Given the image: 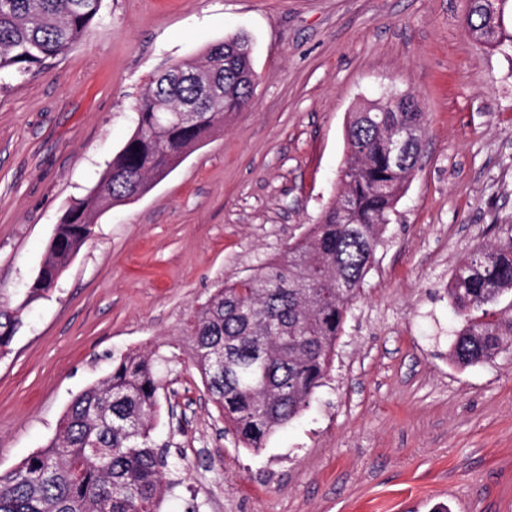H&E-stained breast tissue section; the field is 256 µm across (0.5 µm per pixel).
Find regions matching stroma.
Returning a JSON list of instances; mask_svg holds the SVG:
<instances>
[{"mask_svg": "<svg viewBox=\"0 0 512 512\" xmlns=\"http://www.w3.org/2000/svg\"><path fill=\"white\" fill-rule=\"evenodd\" d=\"M468 0H103L70 52L0 81V473L54 437L127 352L156 362L152 433L175 462L160 512H512V352L462 367L447 283L512 234V51L477 41ZM242 34L250 106L141 197L102 214L26 303L53 229L136 126L142 86ZM397 91L421 160L302 414L262 448L224 429L182 329L216 288L316 223L352 112ZM21 310L0 302V355L7 351L21 323Z\"/></svg>", "mask_w": 512, "mask_h": 512, "instance_id": "1", "label": "stroma"}]
</instances>
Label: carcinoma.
<instances>
[{
	"label": "carcinoma",
	"mask_w": 512,
	"mask_h": 512,
	"mask_svg": "<svg viewBox=\"0 0 512 512\" xmlns=\"http://www.w3.org/2000/svg\"><path fill=\"white\" fill-rule=\"evenodd\" d=\"M102 0H0V74L23 75L65 54L100 16ZM503 9L478 3L469 32L493 49L509 45ZM256 87L249 41L231 36L195 59L152 77L136 103V127L97 185L75 200L54 228L47 257L29 289L48 293L93 233L105 206L150 190L224 119L249 106ZM386 112H355L339 190L317 223L256 273L214 291L184 326L191 362L209 400L246 448L295 419L331 370L336 342L371 270L406 184L418 168L420 140L393 164L387 138L396 125L421 129L412 96ZM194 110L189 123L176 112ZM512 235L464 256L448 301L461 327L451 352L463 367L512 350ZM21 323V309L0 302V355ZM222 357L229 367L217 372ZM160 385L152 356L130 352L102 381L70 403L55 436L8 474H0V512H158L168 453L151 429Z\"/></svg>",
	"instance_id": "cac0c4a2"
}]
</instances>
